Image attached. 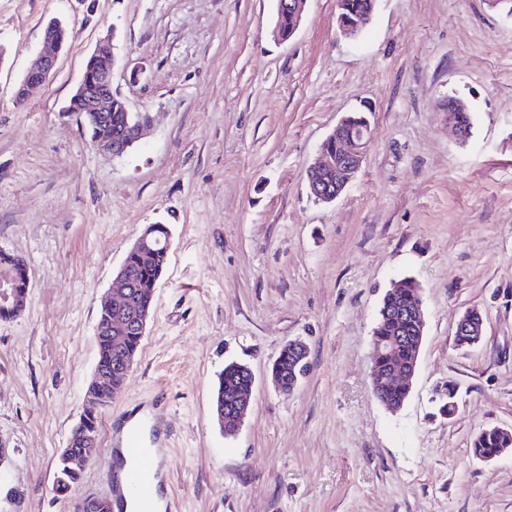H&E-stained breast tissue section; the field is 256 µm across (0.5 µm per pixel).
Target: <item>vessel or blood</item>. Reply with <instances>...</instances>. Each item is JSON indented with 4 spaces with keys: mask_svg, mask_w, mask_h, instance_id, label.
<instances>
[{
    "mask_svg": "<svg viewBox=\"0 0 512 512\" xmlns=\"http://www.w3.org/2000/svg\"><path fill=\"white\" fill-rule=\"evenodd\" d=\"M121 444L124 451L126 478L120 496L139 503L151 502L158 485L159 464L151 449L145 448L144 436L138 426H130Z\"/></svg>",
    "mask_w": 512,
    "mask_h": 512,
    "instance_id": "obj_1",
    "label": "vessel or blood"
}]
</instances>
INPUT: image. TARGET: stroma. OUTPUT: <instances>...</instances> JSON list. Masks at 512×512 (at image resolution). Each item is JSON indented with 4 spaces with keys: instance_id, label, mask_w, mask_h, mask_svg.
I'll list each match as a JSON object with an SVG mask.
<instances>
[{
    "instance_id": "35a3bbf8",
    "label": "stroma",
    "mask_w": 512,
    "mask_h": 512,
    "mask_svg": "<svg viewBox=\"0 0 512 512\" xmlns=\"http://www.w3.org/2000/svg\"><path fill=\"white\" fill-rule=\"evenodd\" d=\"M275 0H0V250L26 259L23 313L0 319V512L113 499V415L163 449L170 512H512V454L471 456L512 428V16L485 0H376L358 36L308 0L287 41ZM60 18L69 40L26 102L15 90ZM113 37L112 90L145 115L123 157L96 151L66 106ZM465 102L468 139L448 126ZM371 142L330 204L306 168L339 120ZM167 225L169 261L96 458L66 496L56 462L97 365L101 297L132 242ZM422 289L426 335L403 406L372 392L386 292ZM478 308L483 341L454 344ZM309 371L271 382L289 341ZM253 372L240 429L213 414L226 362ZM457 386L458 412L440 415ZM305 343H303L300 340H295L288 342V347H284L278 358L275 360L271 374H275L276 376H273L274 381L276 382L277 386L282 391H292L298 384L299 381V374L302 371V364L296 365L297 359L294 357L293 353L289 351L288 348L295 350L297 353L301 354V360L306 364V356H307V349H306ZM281 371L288 372V376L292 377L293 373L298 376H294V378L289 381L288 378H283L280 375H278ZM471 448H469L470 453L473 457L475 456H485V455H492L497 453L499 448H502L501 451L494 456L488 457V458H481L479 460L481 461H491L494 460L503 454H505L509 449L511 450L512 445L507 447L505 438L503 435L499 434L497 430L494 428L491 429H485L479 434H477L472 442H471Z\"/></svg>"
}]
</instances>
